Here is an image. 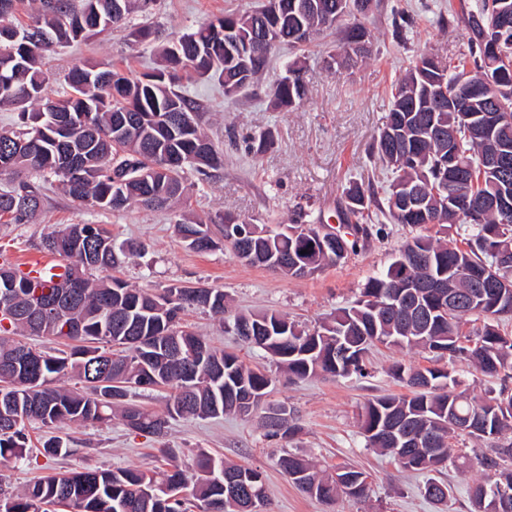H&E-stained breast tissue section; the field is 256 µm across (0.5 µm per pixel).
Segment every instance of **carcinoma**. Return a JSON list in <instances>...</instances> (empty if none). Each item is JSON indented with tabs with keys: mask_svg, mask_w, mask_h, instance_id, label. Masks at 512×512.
Listing matches in <instances>:
<instances>
[{
	"mask_svg": "<svg viewBox=\"0 0 512 512\" xmlns=\"http://www.w3.org/2000/svg\"><path fill=\"white\" fill-rule=\"evenodd\" d=\"M16 0H0V106L21 112L22 128L0 132V173L27 170L42 178L57 179L62 191L80 206L102 212H121L137 204L162 210L181 197L185 174L222 165L223 155L200 125L199 106L180 89L181 74L216 79L222 84L235 80L251 87L265 73L270 54L258 50L249 70L241 69L247 44L257 41L262 30L275 28L266 15L255 9L243 14L226 13L183 33L159 48L152 73L128 76L101 70L87 63L75 64L66 79L67 90L56 97L47 94L50 77L41 67L44 54L54 46L87 41L125 24L128 15L153 0H36L29 23L13 26L5 19L13 13ZM288 0V28L304 27L320 35L326 18L335 21L342 47L366 34L358 23L346 21L347 0H312L317 10L298 12ZM500 0H478L476 8L452 13L441 23L461 22L468 32V51L456 69L473 63L479 70L497 59L483 40L479 19L499 7ZM233 29V40L216 39L214 30ZM295 82L282 79L271 87L274 106L290 112L303 106L306 92L299 91L302 68ZM445 67L431 55L421 54L406 71L392 93L388 121L374 145V154L389 184L378 196L373 184H353L344 192L346 219L358 232L336 250L318 248L320 226L314 221L292 224L288 233L262 234L265 225L240 235L244 223L224 214L203 222H177V232L186 246L197 252L210 251L222 241L232 252L251 251V264L272 268L278 265L292 278L310 277L355 253L372 236L364 223L371 208L389 216L395 224L422 228L433 224L441 231L457 224L463 230V246L451 247L430 235H417L398 250L387 271L368 279L360 296L349 307L336 310L331 320L312 331L276 313L227 314L224 289L172 285L151 293L129 285L119 277L95 280L90 271L120 267L136 254L134 243H116L102 224H70L52 230L43 247L59 256L64 273L56 281L33 276L6 263L0 264V303L9 302L14 313L8 323L0 319V359L11 356L21 343L3 335L7 327L30 336H52L75 342L61 355L42 353V367L18 363L0 370V463L23 456L27 424L60 427L69 423L112 421L119 414L130 430L155 437L167 433L170 421L183 417L217 418L224 414L250 415L242 389L255 396L268 394L272 379L251 368L239 357L212 346L187 326L182 314L193 308L209 310L226 330L237 326L262 328L260 349L269 354L290 377L306 379L319 373L346 377L364 371L365 356L372 342L362 341L363 331L375 332V341L395 347H421L451 362L468 361L484 375L501 380L498 393L484 399L468 398L462 380L438 368L414 370L398 365L394 375L412 389L404 396H383L364 405L361 428L367 445L390 454L406 470L434 472L450 459L448 412L479 416L489 422L484 434L470 436L485 442L512 430V336L502 333L496 321L500 311L477 296V289L454 274L461 267L482 271L495 264L501 275L512 279V214L486 207L488 200L512 194V168L498 177L475 167L469 183L462 187L468 207L461 214L448 212L447 196L438 193L448 171V129L458 133L456 150L473 158L478 149L467 134L474 120L450 112L436 100V83ZM274 145L271 132L254 135L248 152L260 158ZM79 167L86 175L76 190L66 188L61 170ZM417 190L418 202L394 206L391 198L407 188ZM43 185L20 181L0 190V223L26 224L40 209ZM305 271L289 272L294 261ZM404 289L400 313L384 316L381 305L401 283ZM78 298L68 307V320L81 326L77 335L64 331L65 323L41 320L29 309L30 298L38 295L53 300L66 290ZM459 303L448 306V293ZM483 322L471 339L463 332L466 318ZM154 346L144 353L139 341ZM350 349L347 358L336 357V345ZM143 380L146 389L172 390L165 412L156 413L134 403L135 388H119L112 378ZM76 380L63 387V379ZM408 417L411 430L433 432L441 452H421L390 442H376L370 432L395 425ZM267 436L286 439L295 427L265 418ZM47 457L64 456L69 446L59 437L43 444ZM486 471L472 491L474 512H488L479 490L487 485H504L512 490V446L491 445L476 457ZM284 473L294 485L306 481L316 486L314 497L333 500L338 494L353 496L352 479L361 474L354 467H341L334 474H321L309 458L282 455ZM163 481L147 469H88L82 472L51 473L13 494L0 489V512H190L189 501L205 504L207 512L224 510V478L207 475L210 468L261 476L249 467L226 465L205 452L196 455L193 471L171 463ZM424 496L435 504L448 501L450 486L434 478L424 487Z\"/></svg>",
	"mask_w": 512,
	"mask_h": 512,
	"instance_id": "cac0c4a2",
	"label": "carcinoma"
}]
</instances>
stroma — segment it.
<instances>
[{"label":"stroma","mask_w":512,"mask_h":512,"mask_svg":"<svg viewBox=\"0 0 512 512\" xmlns=\"http://www.w3.org/2000/svg\"><path fill=\"white\" fill-rule=\"evenodd\" d=\"M258 2L155 0L132 21L157 28L170 41L225 10L243 13ZM476 2L379 0L377 7L356 18L370 34V53L362 60L328 70L330 56L342 51L336 33L329 32L299 50L279 48L269 71L245 97L225 99L223 89L211 81L189 84L187 95L203 107V128L224 155L221 167L204 180L189 174L184 199L158 211L132 207L115 214L93 212L79 207L56 184H45L42 209L31 223L0 224V262L27 269L30 257L44 256L42 241L53 228L103 224L115 241L142 246L140 254L127 258L116 271L131 285L157 292L172 284L217 287L227 296L229 314L274 312L304 329L318 326L337 308L355 301L370 277L387 270L400 246L415 235V228L371 216L369 223L376 233L364 247L340 264L295 279L244 264L224 247L193 252L181 242L176 222L204 221L223 212L275 230L297 222L305 210L321 216L325 225L338 227L343 190L349 182L364 185L372 177L386 179L376 170L370 148L387 122L396 84L420 54L444 63L466 53L463 24L443 25L439 18ZM396 9L408 12L415 21L399 39L393 37L391 27ZM294 60L304 68L306 103L297 111L283 112L274 108L269 89L282 75L283 63ZM76 61L139 74L154 67L156 56L151 47L128 43L123 30L102 33L58 49L47 59V67L56 74L48 86L50 94L63 90L61 76ZM265 130L273 132L275 143L260 159H253L245 151L244 140ZM185 321L213 346L236 353L246 365L271 376L267 401L286 405L293 415L296 430L290 438H267L256 415L180 418L161 438L132 432L117 419L107 425L60 428L32 423L25 430L23 458L0 466V483L17 493L47 474L88 467L149 468L161 476L167 473L169 460L188 465L204 451L228 463L259 469L270 512H472L471 490L483 477L479 464L462 469L451 462L437 472V479L448 483L451 492L446 505L435 506L422 492L426 474L403 470L391 457L367 447L360 413L368 401L406 393V386L390 373L397 363L419 369L454 368L475 400L499 389L498 379L485 376L468 362L452 365L420 348L376 343L367 353L364 375L293 380L263 351L225 333L210 313L192 310ZM53 436L67 442L70 454L43 455V443ZM286 451L308 455L326 470L348 465L365 471L371 478L365 497L322 501L301 492L277 464Z\"/></svg>","instance_id":"1"}]
</instances>
